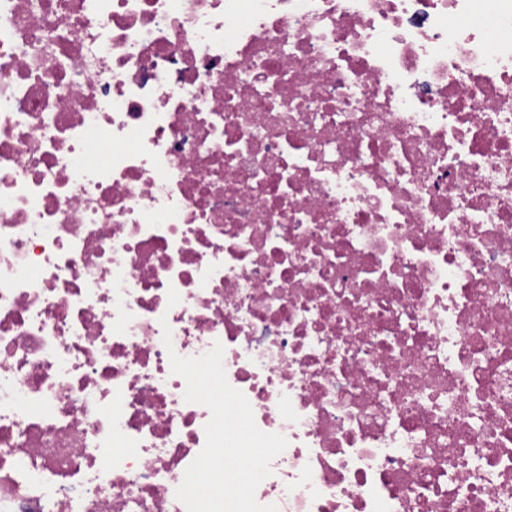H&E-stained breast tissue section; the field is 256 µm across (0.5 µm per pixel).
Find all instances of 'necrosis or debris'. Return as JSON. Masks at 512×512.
<instances>
[{"label": "necrosis or debris", "mask_w": 512, "mask_h": 512, "mask_svg": "<svg viewBox=\"0 0 512 512\" xmlns=\"http://www.w3.org/2000/svg\"><path fill=\"white\" fill-rule=\"evenodd\" d=\"M217 342L258 503L512 512V0H0V512H186Z\"/></svg>", "instance_id": "obj_1"}]
</instances>
